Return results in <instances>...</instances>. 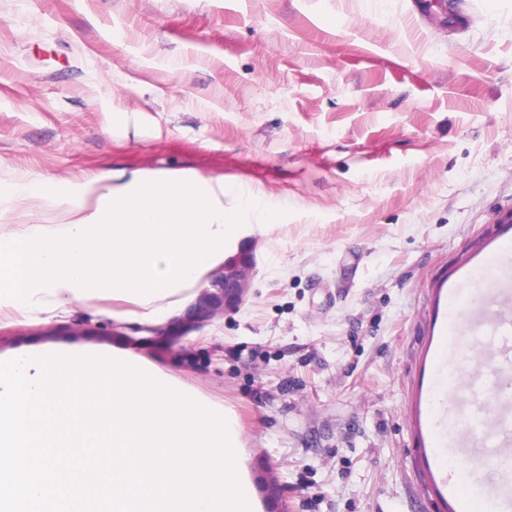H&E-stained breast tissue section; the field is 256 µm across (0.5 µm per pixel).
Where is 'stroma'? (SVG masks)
I'll list each match as a JSON object with an SVG mask.
<instances>
[{
    "label": "stroma",
    "mask_w": 512,
    "mask_h": 512,
    "mask_svg": "<svg viewBox=\"0 0 512 512\" xmlns=\"http://www.w3.org/2000/svg\"><path fill=\"white\" fill-rule=\"evenodd\" d=\"M0 0V173L190 169L277 209L245 302L176 336L109 299L0 310V357L125 349L232 410L264 512H459L427 421L454 338L448 457L503 487L512 315V0ZM127 116L126 131L112 114ZM83 332H74V325ZM500 332V342L491 353L487 377L496 384L512 372V320L501 318L497 321Z\"/></svg>",
    "instance_id": "35a3bbf8"
}]
</instances>
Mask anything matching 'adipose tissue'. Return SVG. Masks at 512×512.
Segmentation results:
<instances>
[{
  "mask_svg": "<svg viewBox=\"0 0 512 512\" xmlns=\"http://www.w3.org/2000/svg\"><path fill=\"white\" fill-rule=\"evenodd\" d=\"M228 197L234 210L224 207ZM33 198L65 223L11 230L10 217ZM274 218L260 195L191 170L115 171L67 184L15 170L0 178V308L52 313L108 296L125 301L119 318L152 323Z\"/></svg>",
  "mask_w": 512,
  "mask_h": 512,
  "instance_id": "ef3b65f1",
  "label": "adipose tissue"
}]
</instances>
